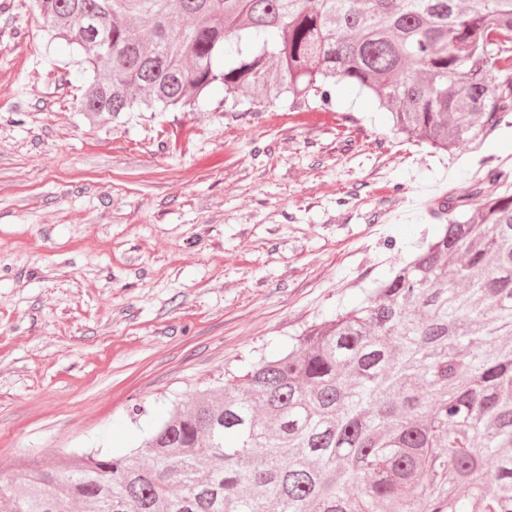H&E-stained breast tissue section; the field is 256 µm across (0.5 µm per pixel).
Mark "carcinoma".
<instances>
[{
  "label": "carcinoma",
  "instance_id": "obj_1",
  "mask_svg": "<svg viewBox=\"0 0 512 512\" xmlns=\"http://www.w3.org/2000/svg\"><path fill=\"white\" fill-rule=\"evenodd\" d=\"M82 53L81 109L376 99L449 151L512 122V0H35ZM353 305L175 403L127 452L27 464L0 512H512V175ZM463 262L448 267V256Z\"/></svg>",
  "mask_w": 512,
  "mask_h": 512
}]
</instances>
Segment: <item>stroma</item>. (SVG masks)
I'll return each mask as SVG.
<instances>
[{"label": "stroma", "mask_w": 512, "mask_h": 512, "mask_svg": "<svg viewBox=\"0 0 512 512\" xmlns=\"http://www.w3.org/2000/svg\"><path fill=\"white\" fill-rule=\"evenodd\" d=\"M86 78L34 0H0V486L129 448L434 235L423 203L512 168V128L445 153L337 90L288 103L80 110Z\"/></svg>", "instance_id": "35a3bbf8"}]
</instances>
